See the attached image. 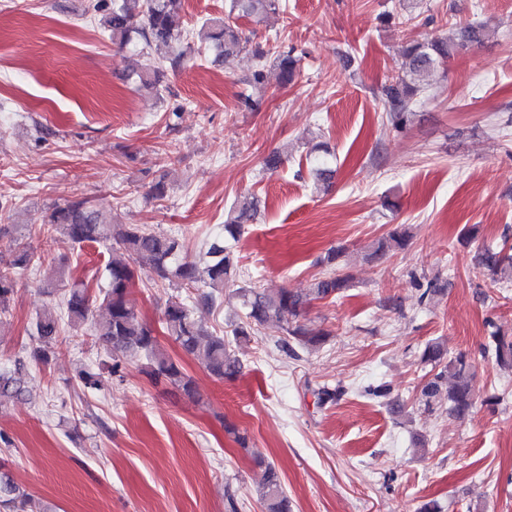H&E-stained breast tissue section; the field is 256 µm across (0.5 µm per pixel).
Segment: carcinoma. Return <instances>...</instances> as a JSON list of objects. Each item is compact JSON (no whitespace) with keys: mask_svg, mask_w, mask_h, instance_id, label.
<instances>
[{"mask_svg":"<svg viewBox=\"0 0 512 512\" xmlns=\"http://www.w3.org/2000/svg\"><path fill=\"white\" fill-rule=\"evenodd\" d=\"M183 5L184 0H97L96 7L102 12L101 25L110 33L114 44L122 47L135 38L145 48L166 50L159 66L137 74L138 88L162 91L167 70H179L188 54L194 51L176 25ZM279 7L280 0H229L228 14L238 11L260 17ZM484 31L485 26L470 24L458 28L452 37L408 41L402 51L405 60L402 74L383 87L386 119L396 127L405 125L412 115L414 98L429 78L447 63L448 58L480 43ZM202 33L213 50L226 60L251 49L257 65L247 83L255 89L266 86V67L269 65L277 70L279 84L283 87L297 74L301 55L295 47L278 38L266 48L259 44L252 47L249 39L224 18L207 21L202 26ZM257 212L258 204L254 200L236 202L224 219V232L237 239ZM48 224L78 245L103 243L111 250L121 251L122 258L112 259L105 267V286L100 289L105 315L94 318L89 288L83 283L74 285L64 295L60 312L48 309L36 315L34 331L39 346L33 349L32 357L39 363H48L53 354L52 345L61 335L63 326L78 330L90 323L96 342L112 354L110 374L119 373L122 362L141 358L144 360L143 373L152 383L168 385L188 397L193 396V379L161 347L155 329L138 315L131 285L135 266L146 263L156 280L196 291V305L220 306L224 288L234 282L237 269L225 237L216 236L210 240L204 267L200 268L188 260L184 242L178 235L156 232L143 224H114L109 210L86 199H73L53 206ZM409 238L405 225L398 224L373 243L368 258L379 261L390 252L405 248ZM342 255L341 249L327 252L323 263L331 273L317 281L306 296L286 289L265 293L255 288H237L246 314L245 321L232 330V336L247 337L255 327L275 320L283 323L286 333L301 344L312 347L320 344L325 333L307 329L298 323V318L310 301L332 298L346 288L349 276L337 269ZM477 259L478 264L492 275L512 278V253L485 248L478 253ZM33 262L30 243L15 239L12 259L6 266H0V314L8 312L15 277ZM163 329L184 354L198 360L211 375L221 380H233L240 374L241 362L231 354L229 342L221 335L208 333L182 298L175 296L166 302ZM491 347L497 365L512 370V337L496 331L491 335ZM423 360L436 369L421 390L425 404L445 402L452 416L458 419L468 416L475 406V395L472 365L466 356L461 353L449 358L440 345L430 344L423 352ZM21 391V379L0 372V396H17ZM257 464L263 467L259 496L264 512H289L288 497L275 467L262 460ZM27 499L25 490L1 472L0 512H25Z\"/></svg>","mask_w":512,"mask_h":512,"instance_id":"cac0c4a2","label":"carcinoma"}]
</instances>
